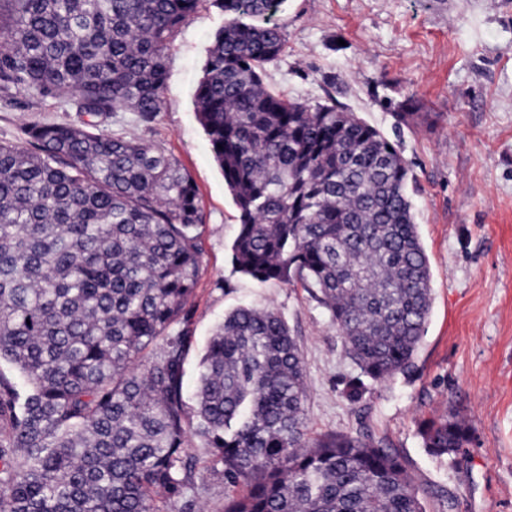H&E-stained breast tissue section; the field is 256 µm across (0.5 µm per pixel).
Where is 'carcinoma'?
<instances>
[{
  "instance_id": "cac0c4a2",
  "label": "carcinoma",
  "mask_w": 512,
  "mask_h": 512,
  "mask_svg": "<svg viewBox=\"0 0 512 512\" xmlns=\"http://www.w3.org/2000/svg\"><path fill=\"white\" fill-rule=\"evenodd\" d=\"M201 0H0V100L88 117L0 141V512H193V439L222 466L224 512H424L383 438L311 437L305 369L273 309L216 326L192 395L186 325L202 269L198 189L176 159L110 133L162 112L168 51ZM285 0H218L225 23L194 92L238 213L237 270L299 282L364 380L411 376L431 271L401 152L355 112L264 85ZM453 467L470 427L420 425Z\"/></svg>"
}]
</instances>
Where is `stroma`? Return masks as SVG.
Instances as JSON below:
<instances>
[{
    "mask_svg": "<svg viewBox=\"0 0 512 512\" xmlns=\"http://www.w3.org/2000/svg\"><path fill=\"white\" fill-rule=\"evenodd\" d=\"M272 91L336 101L398 144L409 167L414 219L429 258L433 309L411 377L344 394L355 371L327 311L301 285L237 272V212L194 107L207 48L224 25L215 0L176 32L165 104L153 123L114 117L111 130L162 147L193 178L204 213L202 271L185 386L225 314L276 309L301 352L307 432L386 437L403 457L425 512H512V0H286ZM407 121H399V113ZM80 124L55 101L19 94L0 103V141L22 143L25 123ZM456 409L471 440L463 465L429 455L420 423ZM204 480L195 512H223L224 477L197 449Z\"/></svg>",
    "mask_w": 512,
    "mask_h": 512,
    "instance_id": "1",
    "label": "stroma"
}]
</instances>
